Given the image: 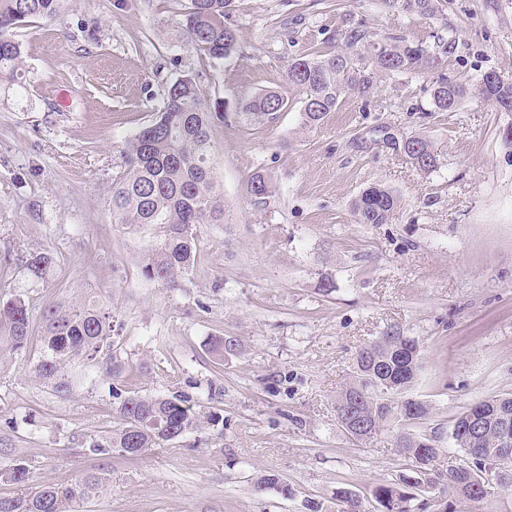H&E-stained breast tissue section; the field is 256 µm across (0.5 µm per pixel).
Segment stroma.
Instances as JSON below:
<instances>
[{"label": "stroma", "mask_w": 512, "mask_h": 512, "mask_svg": "<svg viewBox=\"0 0 512 512\" xmlns=\"http://www.w3.org/2000/svg\"><path fill=\"white\" fill-rule=\"evenodd\" d=\"M183 0H65L60 15L15 31L21 92H0V297L23 295L35 318L96 302L112 312L110 347L91 375L59 394L34 374L39 336L0 359V466L30 470L26 487L86 471L109 481L79 512H337L336 489L377 512L376 483L406 468L391 432L367 442L336 422V394L364 344L400 328L421 348L413 388L431 407L420 431L453 441L471 404L512 393V112L474 99L429 109L434 75L463 83L493 70L512 78V0H448L427 20L378 0H234L237 50L220 64L177 41ZM378 36L432 43L453 29L456 50L433 73L386 81L371 104L345 99L315 129L298 110L246 129L234 105L286 85L291 57L339 50L346 14ZM197 75L227 105L213 134L226 221L197 228L192 271L171 288L141 266L148 231L114 223L112 176L125 141L163 105L165 88ZM420 134L440 152L428 174L399 148ZM261 171L277 192L246 191ZM381 183L400 198L385 224L355 223L351 202ZM48 252L35 278L29 253ZM241 353L217 361L210 337ZM125 390L188 395L219 412L204 426L134 459L95 455L91 439L119 425L111 366ZM277 474L291 498L254 490ZM247 191L254 204L263 205L267 204L270 198L274 196L275 188L266 173L257 171L249 177ZM209 353L219 357L221 361H227L238 356L241 352V344L235 336H213L207 341Z\"/></svg>", "instance_id": "35a3bbf8"}]
</instances>
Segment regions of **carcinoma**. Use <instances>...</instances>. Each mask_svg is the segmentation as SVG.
<instances>
[{
	"label": "carcinoma",
	"mask_w": 512,
	"mask_h": 512,
	"mask_svg": "<svg viewBox=\"0 0 512 512\" xmlns=\"http://www.w3.org/2000/svg\"><path fill=\"white\" fill-rule=\"evenodd\" d=\"M63 0H0V89L17 85L22 64L14 29L36 20H53ZM385 8L401 9L425 19L441 15L445 0H379ZM234 0H188L178 21V32L203 58L220 62L237 50L235 30L227 23ZM343 48L329 54H311L289 60L288 90H264L241 99L237 116L245 126L273 123L292 104L288 91L300 98V124L306 128L323 123L345 98L373 100L384 79L394 75H419L429 70L440 54L456 49L453 31L439 36L432 45L392 36L377 40L361 21H348L338 33ZM474 97L499 112H512V82L495 71L481 74L474 83L462 84L440 74L430 88V111L454 112ZM225 103L205 99L194 74H184L166 89L163 106L155 118L129 138L121 150L122 165L112 178L114 223L137 230L150 226L152 243L142 265L143 275L174 285L189 274L199 246L200 224L224 223V201L214 177L213 130L224 122ZM416 148L404 151L409 163L423 173L435 171L440 159L430 140L411 135ZM253 202L266 204L274 196L272 180L262 171L247 181ZM399 205L390 188L377 184L365 189L352 202L358 224H385ZM53 259L45 252L28 255L27 266L36 278H44ZM33 332L29 302L21 295L0 300V358L27 348ZM112 332V315L103 306L84 304L55 309L43 316L41 357L36 375L65 394L75 378L65 373L79 356L92 361L101 343ZM209 353L227 361L241 352L239 340L230 335L212 336ZM418 342L399 329L363 346L354 357L353 374L336 397V414L348 412L355 422L379 433L393 431L396 447L411 462V468L394 481H382L372 489L379 512H420L418 494L428 487L443 499L440 512H451L449 499L481 501L486 498L479 482L491 480L497 488H512V393L480 404L508 406L484 429L479 450L466 436L473 408L460 413L453 424L452 439L459 454L455 465L443 468L436 437L419 435L411 427L430 415L428 404L412 394L420 369ZM119 400V428L90 443V452H116L133 459L146 449L175 440L202 424L217 425L224 418L205 411L186 395H124L110 387ZM0 480L24 485L29 469L22 462L0 467ZM100 472L77 476L69 483L49 485L25 495L0 496V512H74V505L89 498L106 484ZM255 491L274 489L283 497L292 488L276 474H265L254 483ZM340 512H356V494L336 489Z\"/></svg>",
	"instance_id": "obj_1"
}]
</instances>
